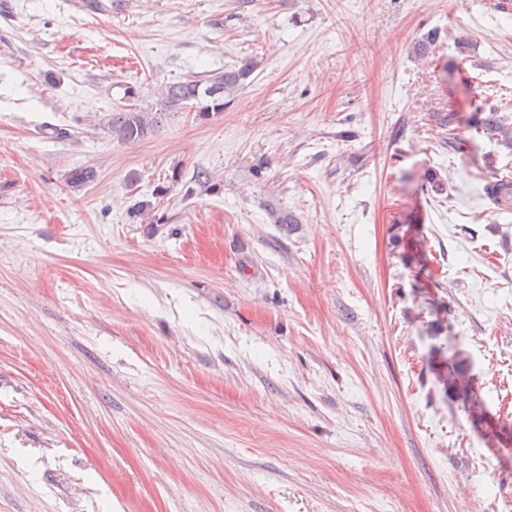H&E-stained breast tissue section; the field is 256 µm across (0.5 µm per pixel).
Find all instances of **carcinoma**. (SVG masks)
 <instances>
[{
  "instance_id": "obj_1",
  "label": "carcinoma",
  "mask_w": 512,
  "mask_h": 512,
  "mask_svg": "<svg viewBox=\"0 0 512 512\" xmlns=\"http://www.w3.org/2000/svg\"><path fill=\"white\" fill-rule=\"evenodd\" d=\"M255 62L246 60L238 67L215 74L206 82L195 79L174 82L166 86L165 94L159 107L154 110L119 108L107 114L104 125L112 137L123 143H135L155 135L172 114L185 109L198 112V116L207 117L212 113L224 111L225 98L242 90L246 81L253 74ZM486 116L481 118L485 134L512 147V126L504 123L499 115L500 109L491 106L482 109ZM457 122L454 111L440 119V126L448 128V146L454 150L461 149V143L454 136L453 125ZM95 171L90 167H77L67 175V184L72 188L82 187L91 182ZM484 198L496 211H512V173L495 170L483 187Z\"/></svg>"
}]
</instances>
